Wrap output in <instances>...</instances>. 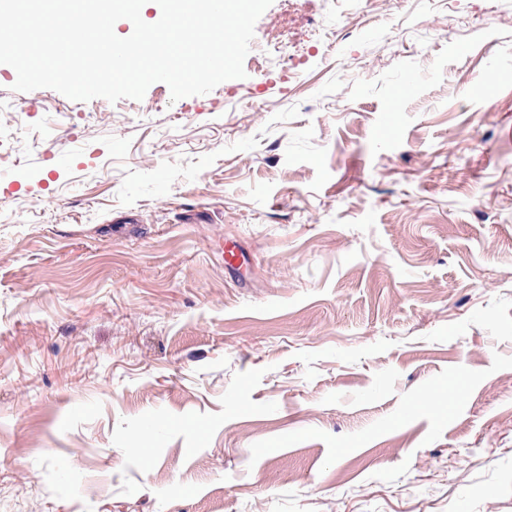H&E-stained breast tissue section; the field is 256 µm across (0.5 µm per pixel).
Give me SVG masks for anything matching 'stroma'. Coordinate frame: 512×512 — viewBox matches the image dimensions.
Here are the masks:
<instances>
[{
    "mask_svg": "<svg viewBox=\"0 0 512 512\" xmlns=\"http://www.w3.org/2000/svg\"><path fill=\"white\" fill-rule=\"evenodd\" d=\"M244 70L0 64V512H512V0H272Z\"/></svg>",
    "mask_w": 512,
    "mask_h": 512,
    "instance_id": "stroma-1",
    "label": "stroma"
}]
</instances>
